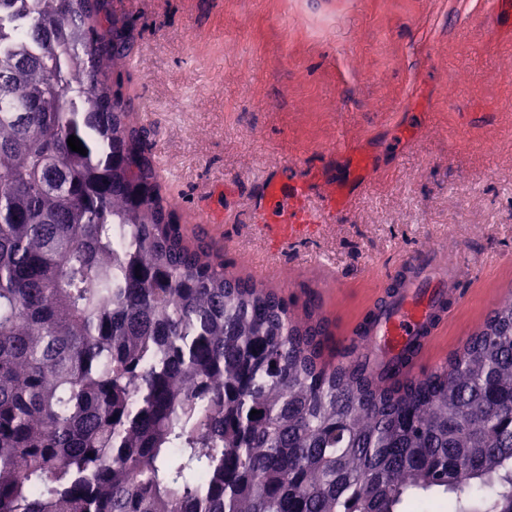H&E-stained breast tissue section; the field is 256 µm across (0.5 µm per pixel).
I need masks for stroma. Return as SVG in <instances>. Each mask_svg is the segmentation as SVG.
Masks as SVG:
<instances>
[{
    "instance_id": "35a3bbf8",
    "label": "stroma",
    "mask_w": 512,
    "mask_h": 512,
    "mask_svg": "<svg viewBox=\"0 0 512 512\" xmlns=\"http://www.w3.org/2000/svg\"><path fill=\"white\" fill-rule=\"evenodd\" d=\"M133 48L111 74L160 192L229 274L315 300L340 349L405 262L462 267L422 372L512 294V17L490 0H105ZM277 169L319 206L362 187L315 232L277 246L257 222Z\"/></svg>"
}]
</instances>
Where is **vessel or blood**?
I'll return each instance as SVG.
<instances>
[{
	"mask_svg": "<svg viewBox=\"0 0 512 512\" xmlns=\"http://www.w3.org/2000/svg\"><path fill=\"white\" fill-rule=\"evenodd\" d=\"M266 194L256 205L258 214L288 206V221L279 225L275 233L279 239L292 240L307 232L313 217L306 208L302 192L285 190L276 171L266 172ZM414 272L403 285L399 298L385 308L371 333L369 349L382 359L389 360L410 344L428 342L446 317L449 276L446 267L431 256L413 263Z\"/></svg>",
	"mask_w": 512,
	"mask_h": 512,
	"instance_id": "vessel-or-blood-1",
	"label": "vessel or blood"
}]
</instances>
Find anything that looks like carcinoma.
Wrapping results in <instances>:
<instances>
[{"label": "carcinoma", "mask_w": 512, "mask_h": 512, "mask_svg": "<svg viewBox=\"0 0 512 512\" xmlns=\"http://www.w3.org/2000/svg\"><path fill=\"white\" fill-rule=\"evenodd\" d=\"M102 11L0 0V512H512V295L422 378L372 320L326 361L185 234Z\"/></svg>", "instance_id": "obj_1"}]
</instances>
